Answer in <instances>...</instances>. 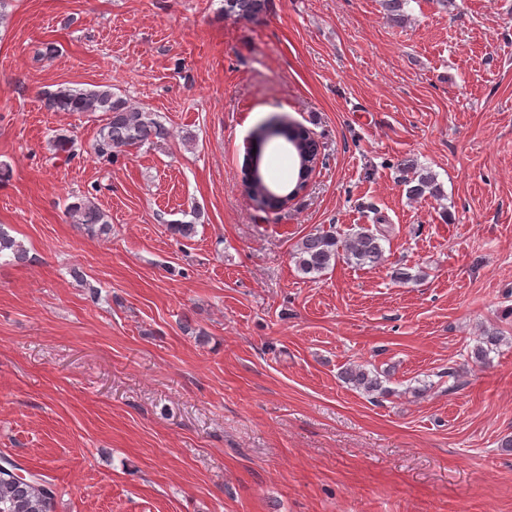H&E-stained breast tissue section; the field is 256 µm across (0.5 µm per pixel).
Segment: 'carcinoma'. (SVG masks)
Wrapping results in <instances>:
<instances>
[{
  "label": "carcinoma",
  "mask_w": 512,
  "mask_h": 512,
  "mask_svg": "<svg viewBox=\"0 0 512 512\" xmlns=\"http://www.w3.org/2000/svg\"><path fill=\"white\" fill-rule=\"evenodd\" d=\"M266 9L267 0H224L221 12L228 19L246 21L258 18ZM41 102L49 112L104 113L105 123L99 130L93 151L97 157L108 161L131 148L144 144L156 145L168 136L167 129L156 119L155 113L130 104L114 94L109 86L77 89L64 84L43 92ZM274 134L285 138L290 145L297 164L296 178L290 183L272 184L267 180L262 166L255 171L247 167L243 172L245 187L268 209L281 207L305 189L312 174L313 158L317 154V144L304 128L281 122L275 126ZM51 147L53 158L66 164L75 154L76 140L58 133L51 140ZM405 184L408 185L406 194L413 200L427 193L432 196L440 193L435 175L425 169L414 171V177ZM66 214L73 223L81 225L92 235L110 230L108 215L87 196L70 203ZM193 215L192 221H178L170 225L172 233L184 239L192 238L200 211L193 210ZM1 252L11 253L18 263L27 260L24 246L0 230ZM342 256L359 265L378 266L386 262L381 238L364 227L344 239L331 232L310 233L297 243L294 253L297 269L305 275L322 274ZM502 342L503 337L499 332H483L473 350L475 362L485 363L489 354L498 349ZM342 378L369 395L384 396L389 393L383 386L380 372L362 365L347 367L342 372ZM16 470L17 465L10 463L8 471H0V512H54L55 485L40 474L23 477Z\"/></svg>",
  "instance_id": "obj_1"
}]
</instances>
